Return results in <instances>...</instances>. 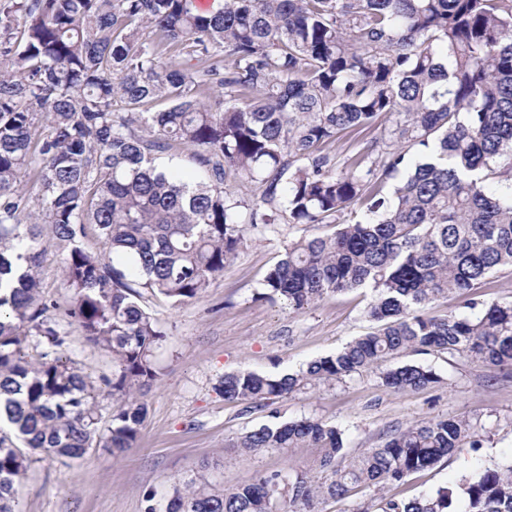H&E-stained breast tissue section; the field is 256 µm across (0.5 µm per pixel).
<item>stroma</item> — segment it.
<instances>
[{
	"label": "stroma",
	"mask_w": 512,
	"mask_h": 512,
	"mask_svg": "<svg viewBox=\"0 0 512 512\" xmlns=\"http://www.w3.org/2000/svg\"><path fill=\"white\" fill-rule=\"evenodd\" d=\"M333 230L330 224H281L273 232H251L200 299L178 307L149 299L166 338L156 353L162 380L144 397L148 413L135 448L118 458L91 452L69 469L49 459L36 463L17 488L21 512H144L148 491L168 496L174 483L195 474L228 488L263 473L311 468L319 456L315 448L255 455L234 447L238 436L267 423L273 411L284 421L314 415L341 427L352 456L424 419L465 417L475 424L479 451L461 448L435 467L386 485L380 494L389 499L453 484L476 455L490 466L512 461V374L490 372L462 356L416 355V362L442 377L419 391L390 392L376 375L363 374L332 386L308 385L261 407L228 403L215 393L224 373L292 372L370 332L365 291L329 296L301 314L263 296L264 277L288 244Z\"/></svg>",
	"instance_id": "obj_1"
}]
</instances>
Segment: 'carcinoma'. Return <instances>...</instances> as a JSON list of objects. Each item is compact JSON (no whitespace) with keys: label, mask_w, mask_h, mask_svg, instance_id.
Returning <instances> with one entry per match:
<instances>
[{"label":"carcinoma","mask_w":512,"mask_h":512,"mask_svg":"<svg viewBox=\"0 0 512 512\" xmlns=\"http://www.w3.org/2000/svg\"><path fill=\"white\" fill-rule=\"evenodd\" d=\"M385 116L395 121L383 148L373 141L342 163L325 151ZM176 145L208 182L156 163ZM506 154L512 0H224L215 13L192 0H0V512H16L15 484L36 460L69 467L135 446L164 340L143 292L175 306L201 298L259 227L336 225L288 246L266 297L299 314L365 288L377 326L295 373H226L214 387L224 401L261 406L363 372L392 392L440 383L430 366L386 365L407 351L511 371L512 304L466 313L473 290L512 266V193L484 190L489 176L512 189ZM233 183L255 186V200L233 199ZM42 224L61 255L64 307L43 291ZM90 230L108 258L84 247ZM450 294L463 310L429 315ZM60 316L112 356L105 426ZM466 445L482 447L466 418L413 423L354 457L319 418L263 424L232 447L318 448L314 471L227 489L191 477L161 502L147 493L145 512H322ZM374 507L512 512V463L476 458L456 494Z\"/></svg>","instance_id":"1"}]
</instances>
